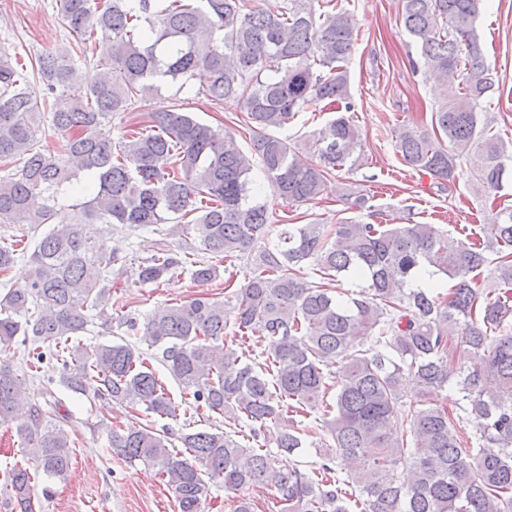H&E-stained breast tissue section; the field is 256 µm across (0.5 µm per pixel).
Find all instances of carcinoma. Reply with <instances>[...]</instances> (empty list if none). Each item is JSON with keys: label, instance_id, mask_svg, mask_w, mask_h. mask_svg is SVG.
Returning a JSON list of instances; mask_svg holds the SVG:
<instances>
[{"label": "carcinoma", "instance_id": "obj_1", "mask_svg": "<svg viewBox=\"0 0 512 512\" xmlns=\"http://www.w3.org/2000/svg\"><path fill=\"white\" fill-rule=\"evenodd\" d=\"M480 2L402 0L404 27L441 86L431 130L400 127L395 150L414 170L450 182L457 161L474 158L471 186L489 197L512 185V151L489 134L484 102L494 81L474 29ZM59 3L81 42L99 36L112 51L83 69L68 52L39 55L38 93L30 72L0 48V160L17 163L0 175V224H28L35 238L28 280L0 295V345L23 337L30 377L47 387L56 369L68 389L137 411L134 421L108 426L111 451L156 468L178 512H202L213 486L237 492L268 481L279 512H512L511 210L478 230L455 227V241L432 224L352 218L329 230L281 228L254 200L251 158L233 134L175 108L148 112L145 127L112 138L113 116L203 70L205 98L233 99L246 112L252 153L281 199H318L332 171L361 148L348 91L353 15L333 0H277L272 9L248 0ZM78 82L83 100L67 93ZM320 104L334 116L307 142L313 164L299 144L269 130ZM47 106L69 162L40 149ZM64 187L77 188L68 205L58 202ZM346 201L378 215L365 194ZM99 223L149 228L160 239L134 263L90 231ZM176 235L173 249L168 238ZM204 254L243 262L235 303L200 294L142 323L124 320L135 343L67 345L122 283L160 284L186 271L194 282L216 280L219 265ZM306 263L321 282L299 276ZM490 267L495 287L481 288ZM430 268L453 281L447 293L411 287ZM341 278L366 287L339 297L333 283ZM459 347L477 368H456ZM156 363L193 397L189 418L244 423L249 434L239 441L149 419L172 415ZM453 379L461 394L455 415L433 399ZM409 380L420 390L414 402L404 398ZM24 400L25 379L0 364V421L14 420ZM319 409V426H294V415ZM465 415L475 422L470 436L461 433ZM16 431L36 471L67 474L72 451L60 425L32 407ZM309 433L327 444L308 470H279L277 456L254 447L271 439L290 455ZM9 485L20 512H37L27 467L14 465Z\"/></svg>", "mask_w": 512, "mask_h": 512}]
</instances>
